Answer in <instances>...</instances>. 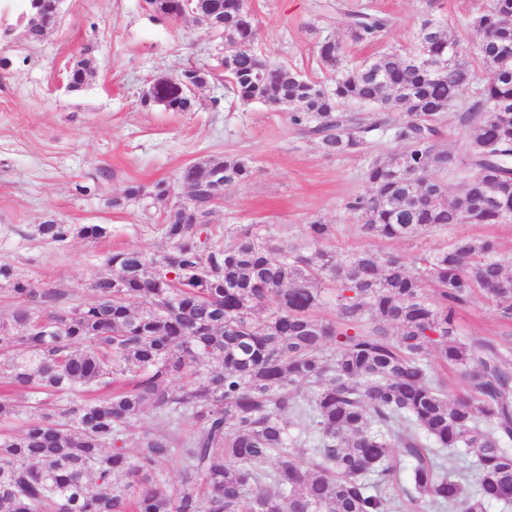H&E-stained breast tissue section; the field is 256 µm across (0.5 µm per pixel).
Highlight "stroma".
<instances>
[{
  "mask_svg": "<svg viewBox=\"0 0 512 512\" xmlns=\"http://www.w3.org/2000/svg\"><path fill=\"white\" fill-rule=\"evenodd\" d=\"M391 18L392 27L369 44L349 48L360 60L409 45L428 8L425 0H347ZM318 0H250L259 29L258 51L270 63L325 81L317 56L326 30ZM23 0H0V263L11 264L41 287L93 298L91 281L107 273L105 259L118 249L161 251L166 241L158 212L130 206L113 209V195L127 184L175 182L185 166L209 157L253 162L248 180L227 187L209 216L214 238L229 226H252L286 250H302L311 221L330 224L338 249L371 247L405 258L443 247L459 235L490 237L502 259L512 262V223L453 224L431 228L410 241L364 237L345 207L365 193L371 158L401 150L389 136L373 137L362 153L331 155L316 139L295 132L285 113L254 102L240 104L224 93L223 79L197 92L194 112L143 108L140 99L160 76L190 63H206L215 40L192 18L158 21L140 0H64L63 17L42 40L26 41L17 19ZM90 50L96 73L77 92L64 76L73 59ZM106 168L111 178H98ZM106 224L110 237L71 236L45 241L36 232L47 220ZM457 321L467 336L512 342V322H503L484 298L470 300Z\"/></svg>",
  "mask_w": 512,
  "mask_h": 512,
  "instance_id": "35a3bbf8",
  "label": "stroma"
}]
</instances>
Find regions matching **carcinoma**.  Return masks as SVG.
<instances>
[{"label": "carcinoma", "instance_id": "cac0c4a2", "mask_svg": "<svg viewBox=\"0 0 512 512\" xmlns=\"http://www.w3.org/2000/svg\"><path fill=\"white\" fill-rule=\"evenodd\" d=\"M147 2L159 21L182 12L181 0ZM322 9L339 30L317 43L332 84L266 63L248 0H193V13L224 39V65L187 66L141 104L192 112L196 95L181 79L201 88L222 74L234 99L288 114L328 154L362 152L371 137L391 135L404 149L373 158L368 193L346 204L368 238L512 222V0H476L465 18L477 40L492 29L487 42L470 47L426 15L414 50L353 63L345 43L377 39L391 20L339 0ZM58 19L55 0H42L37 17L21 19L24 37L41 40ZM474 67L480 83L457 115L469 129L465 171L449 181L457 159L437 141ZM94 73L81 53L66 89L82 90ZM349 105L378 116L367 122ZM251 169L244 158L208 159L183 168L175 185L159 181L147 195L133 184L113 196L114 209L158 210L167 247L110 253L111 273L90 283L89 303L0 265V282L19 301L0 318V381L23 397L0 394V512L511 507L512 348L464 337L456 325L475 294L512 322V270L497 242L458 236L408 262L371 248L331 250V227L319 220L306 225V250L249 227L214 240L196 218ZM37 232L63 243L74 233L104 239L111 228L48 221ZM432 354L460 369V394L448 396ZM101 389L105 396L84 398ZM157 418L166 430L151 426ZM165 460L179 466L173 488Z\"/></svg>", "mask_w": 512, "mask_h": 512}]
</instances>
